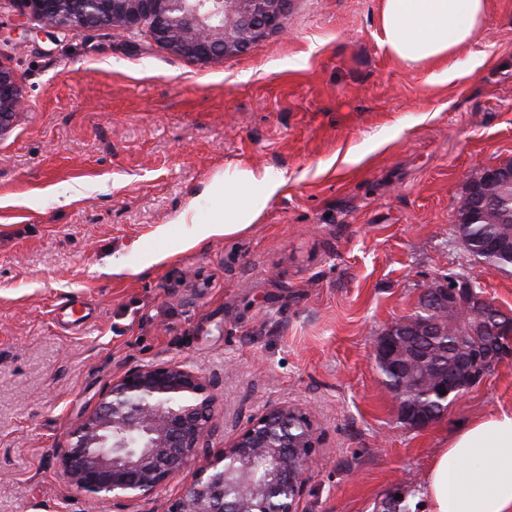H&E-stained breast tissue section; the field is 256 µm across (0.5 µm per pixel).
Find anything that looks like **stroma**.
I'll return each mask as SVG.
<instances>
[{
    "mask_svg": "<svg viewBox=\"0 0 512 512\" xmlns=\"http://www.w3.org/2000/svg\"><path fill=\"white\" fill-rule=\"evenodd\" d=\"M379 9L292 0L284 31L201 63L143 31L52 33L0 0V61L27 101L0 136V512H115L57 453L143 365L209 381L203 461L268 407L304 411L320 440L302 512H375L396 485L430 512L437 450L512 411L510 359L408 427L372 351L449 275L512 311V272L475 262L456 224L480 170L512 162V0L423 68L380 45ZM240 168L284 184L255 224L201 236Z\"/></svg>",
    "mask_w": 512,
    "mask_h": 512,
    "instance_id": "1",
    "label": "stroma"
}]
</instances>
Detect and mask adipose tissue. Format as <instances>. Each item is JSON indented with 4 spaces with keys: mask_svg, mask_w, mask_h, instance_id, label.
Returning <instances> with one entry per match:
<instances>
[{
    "mask_svg": "<svg viewBox=\"0 0 512 512\" xmlns=\"http://www.w3.org/2000/svg\"><path fill=\"white\" fill-rule=\"evenodd\" d=\"M489 0H381L378 27L387 53L408 66L454 57L483 27ZM282 178L249 168L224 184V219L205 234H231L256 222ZM250 187L240 198L236 186ZM425 494L432 512H512V411L471 422L439 449Z\"/></svg>",
    "mask_w": 512,
    "mask_h": 512,
    "instance_id": "1",
    "label": "adipose tissue"
}]
</instances>
